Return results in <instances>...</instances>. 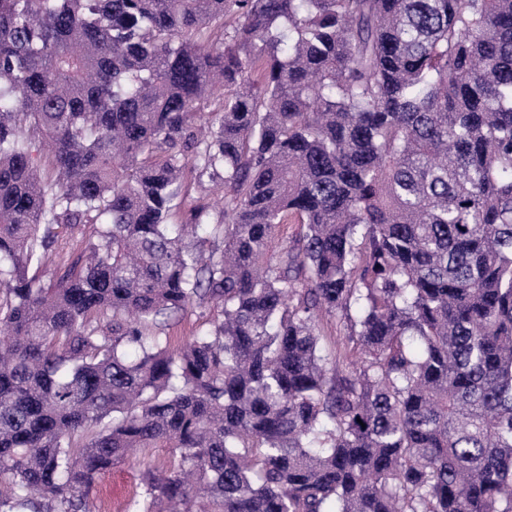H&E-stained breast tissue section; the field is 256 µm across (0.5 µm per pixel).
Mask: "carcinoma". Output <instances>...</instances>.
I'll return each mask as SVG.
<instances>
[{
    "label": "carcinoma",
    "mask_w": 512,
    "mask_h": 512,
    "mask_svg": "<svg viewBox=\"0 0 512 512\" xmlns=\"http://www.w3.org/2000/svg\"><path fill=\"white\" fill-rule=\"evenodd\" d=\"M144 448L131 512H512V0H0V512ZM194 173H191L188 168L184 171V181L186 185V198L184 204L181 206L179 212L177 213L176 220L179 224H189L190 223V210L193 207H209L212 214H217L219 210L216 207V211L212 210L211 205H215V196L212 195V183H208L205 181L204 186H199L194 179ZM58 231V244L52 248L39 273L45 285L56 280L68 263L85 248L89 237L88 226L62 227ZM219 310L211 304L205 308L194 307L188 309L182 317L170 321L166 332L171 336L172 345L178 346L185 342L202 324L216 318L220 313ZM345 323L339 321L338 318H327L321 325L322 330V344L333 351H336V342H343L345 340V333H347Z\"/></svg>",
    "instance_id": "cac0c4a2"
}]
</instances>
